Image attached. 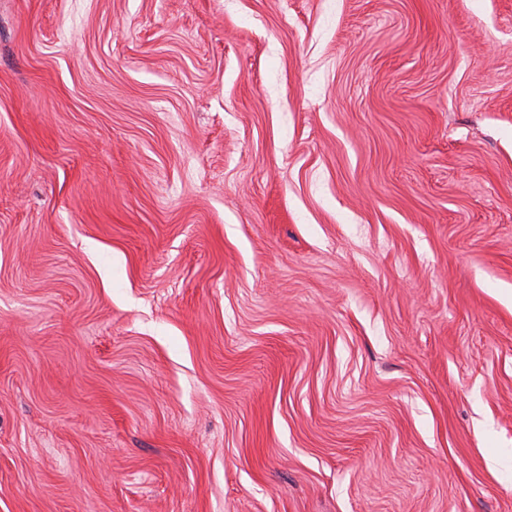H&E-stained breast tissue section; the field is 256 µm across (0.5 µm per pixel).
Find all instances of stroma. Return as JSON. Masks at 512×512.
<instances>
[{"label":"stroma","instance_id":"obj_1","mask_svg":"<svg viewBox=\"0 0 512 512\" xmlns=\"http://www.w3.org/2000/svg\"><path fill=\"white\" fill-rule=\"evenodd\" d=\"M512 0H0V512H512Z\"/></svg>","mask_w":512,"mask_h":512}]
</instances>
